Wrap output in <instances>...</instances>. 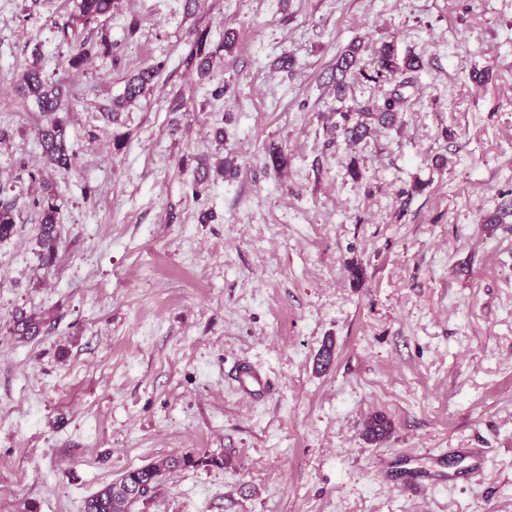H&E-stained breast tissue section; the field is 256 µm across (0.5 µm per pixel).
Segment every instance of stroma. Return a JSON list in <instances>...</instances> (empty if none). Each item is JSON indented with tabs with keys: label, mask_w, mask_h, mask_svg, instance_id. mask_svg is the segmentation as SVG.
<instances>
[{
	"label": "stroma",
	"mask_w": 512,
	"mask_h": 512,
	"mask_svg": "<svg viewBox=\"0 0 512 512\" xmlns=\"http://www.w3.org/2000/svg\"><path fill=\"white\" fill-rule=\"evenodd\" d=\"M73 11L0 0V512H81L167 455L192 463L132 512H512V0H119L62 32ZM387 42L420 68L363 77ZM35 62L72 91L64 174L20 81ZM395 89L394 124L346 142ZM225 157L235 174L198 182ZM23 313L38 335L14 332ZM377 413L392 431L371 443ZM458 448L484 472L402 488L431 454L464 469ZM157 70H159L158 66L150 67L131 77L125 87L124 96L116 102V107H121L124 105V102H132L142 96L146 86L154 78ZM37 205L41 207L40 244L43 248V259L46 265H51L56 258V226L59 209L55 203V197H52L51 194L44 196L41 201H37ZM391 430L392 424L384 415L374 414L365 422L363 433L368 441L375 442L387 438Z\"/></svg>",
	"instance_id": "stroma-1"
}]
</instances>
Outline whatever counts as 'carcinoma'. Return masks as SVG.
<instances>
[{
  "mask_svg": "<svg viewBox=\"0 0 512 512\" xmlns=\"http://www.w3.org/2000/svg\"><path fill=\"white\" fill-rule=\"evenodd\" d=\"M114 5L115 0H77L78 14L74 15V18L84 23L96 21L111 13ZM205 44V33L201 32L195 41V50L187 59L190 65L198 63L199 73L203 77L209 72L206 65L210 56V53L205 51ZM415 64L416 61L412 58L399 62L391 45L386 44L372 60L373 75L369 76V79L380 81L401 70H410ZM156 72L157 68L150 67L131 77L125 87L124 96L116 102V106L121 107L124 103L142 96ZM21 81L28 95L35 100L45 116V123L39 129V136L47 163L59 171H68L72 165L73 152L68 141L67 121L59 116L65 99L70 97L68 86L62 80L48 78L34 64L23 72ZM403 102L402 95L394 90L385 97L378 111L368 112L366 116L376 118L383 124L390 123L400 111ZM37 205L41 207L40 244L43 248V259L46 264L51 265L56 258L58 206L50 194L37 202ZM14 224L12 207L0 203V240L11 236ZM15 327L24 335L34 336L39 331V321L33 315L22 314L16 318ZM391 430L392 424L384 415L374 414L365 422L363 433L368 441L375 442L387 438ZM191 463V458L187 456H166L148 466L130 470L119 480L88 497L84 501L82 512H129L133 504L151 498L160 487V473Z\"/></svg>",
  "mask_w": 512,
  "mask_h": 512,
  "instance_id": "obj_1",
  "label": "carcinoma"
}]
</instances>
